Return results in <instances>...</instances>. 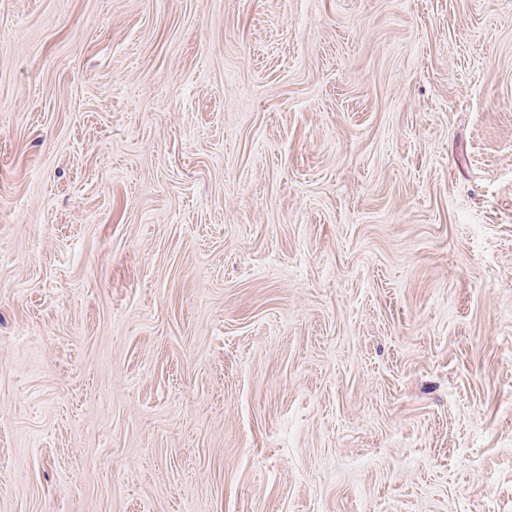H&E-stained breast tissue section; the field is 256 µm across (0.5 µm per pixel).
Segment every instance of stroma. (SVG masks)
<instances>
[{
  "label": "stroma",
  "mask_w": 512,
  "mask_h": 512,
  "mask_svg": "<svg viewBox=\"0 0 512 512\" xmlns=\"http://www.w3.org/2000/svg\"><path fill=\"white\" fill-rule=\"evenodd\" d=\"M0 512H512V0H0Z\"/></svg>",
  "instance_id": "1"
}]
</instances>
